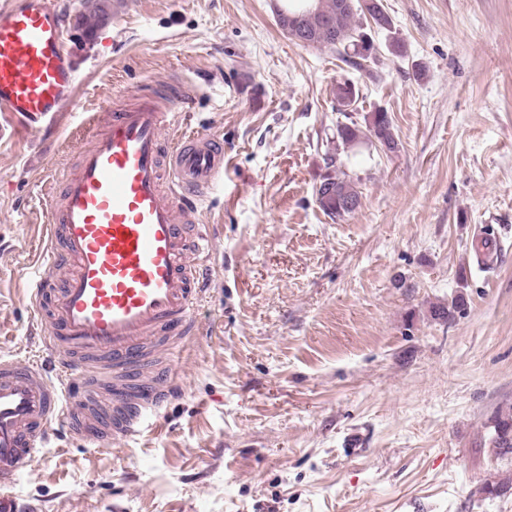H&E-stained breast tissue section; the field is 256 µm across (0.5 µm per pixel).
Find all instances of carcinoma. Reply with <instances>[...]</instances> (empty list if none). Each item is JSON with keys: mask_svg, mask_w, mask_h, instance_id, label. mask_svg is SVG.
<instances>
[{"mask_svg": "<svg viewBox=\"0 0 512 512\" xmlns=\"http://www.w3.org/2000/svg\"><path fill=\"white\" fill-rule=\"evenodd\" d=\"M89 15H81L78 21L85 23L88 29L101 22L105 14L104 5L91 3L87 5ZM357 10L346 4L345 0H302L292 3L278 14V21L283 30H292L294 36L304 43L327 47L336 52L337 57L352 70L370 78L375 76L368 59L356 53V37L363 32L362 25L356 20ZM346 121L337 124L336 137L342 151H351L367 142L372 135L387 144L398 145L392 118L383 109H377L360 124L342 113ZM322 185H331L336 190L334 197L315 196L317 206L333 220H340L355 212L361 204V192L356 183L342 170V163H337L334 173H325L320 181ZM464 306V299L455 296L448 302L431 306L432 319L444 323L455 319V314ZM489 429L488 447L497 459L512 463V405L498 407L485 423ZM512 492V480L505 479L486 483L480 493L487 499L505 496Z\"/></svg>", "mask_w": 512, "mask_h": 512, "instance_id": "carcinoma-1", "label": "carcinoma"}]
</instances>
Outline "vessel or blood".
<instances>
[{"label": "vessel or blood", "mask_w": 512, "mask_h": 512, "mask_svg": "<svg viewBox=\"0 0 512 512\" xmlns=\"http://www.w3.org/2000/svg\"><path fill=\"white\" fill-rule=\"evenodd\" d=\"M53 0H0V119L54 130L78 85ZM168 97L122 95L85 123L90 145L44 203V257L28 291L40 305L55 377L0 361V512L55 423L99 448L148 429L168 395L159 353L197 331L211 241L192 219L224 178V141L185 130ZM177 131L167 146V131Z\"/></svg>", "instance_id": "obj_1"}]
</instances>
